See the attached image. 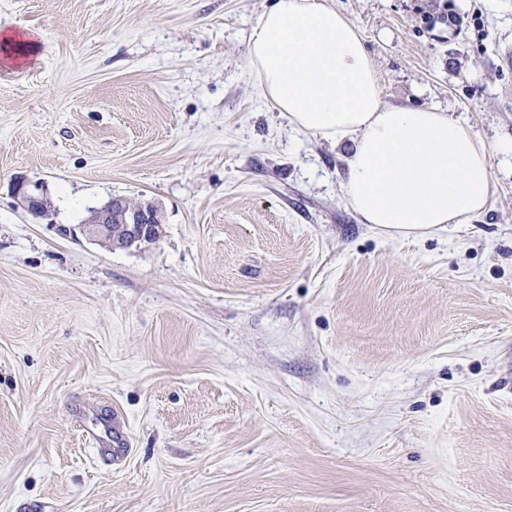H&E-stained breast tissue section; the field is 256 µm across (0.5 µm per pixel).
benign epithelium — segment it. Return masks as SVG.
I'll use <instances>...</instances> for the list:
<instances>
[{
	"instance_id": "benign-epithelium-1",
	"label": "benign epithelium",
	"mask_w": 512,
	"mask_h": 512,
	"mask_svg": "<svg viewBox=\"0 0 512 512\" xmlns=\"http://www.w3.org/2000/svg\"><path fill=\"white\" fill-rule=\"evenodd\" d=\"M17 198L24 209L33 215L48 213L46 198L30 190L28 185L19 182L15 187ZM162 223V215L157 206L145 203H132L125 198H113L104 206L93 211L84 221L83 232L110 246L114 224H122L134 242H152L154 225Z\"/></svg>"
}]
</instances>
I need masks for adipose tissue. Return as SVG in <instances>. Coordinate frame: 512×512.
<instances>
[{
	"label": "adipose tissue",
	"mask_w": 512,
	"mask_h": 512,
	"mask_svg": "<svg viewBox=\"0 0 512 512\" xmlns=\"http://www.w3.org/2000/svg\"><path fill=\"white\" fill-rule=\"evenodd\" d=\"M248 58L296 130L347 145L341 188L363 223L427 236L486 208V144L445 112L385 106L358 28L324 0H274L253 24Z\"/></svg>",
	"instance_id": "1"
}]
</instances>
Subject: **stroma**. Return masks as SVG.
<instances>
[{
    "label": "stroma",
    "mask_w": 512,
    "mask_h": 512,
    "mask_svg": "<svg viewBox=\"0 0 512 512\" xmlns=\"http://www.w3.org/2000/svg\"><path fill=\"white\" fill-rule=\"evenodd\" d=\"M273 2L0 0L35 43L0 59V512H512V0H325L384 104L491 153L485 211L418 238L263 97ZM115 197L159 239L85 236ZM15 190L21 205L28 212L37 216H45L48 213V205L43 195L30 190L24 182H18ZM126 429L123 423L112 419V448H98L101 458L120 466L129 455L131 448H126Z\"/></svg>",
    "instance_id": "obj_1"
}]
</instances>
